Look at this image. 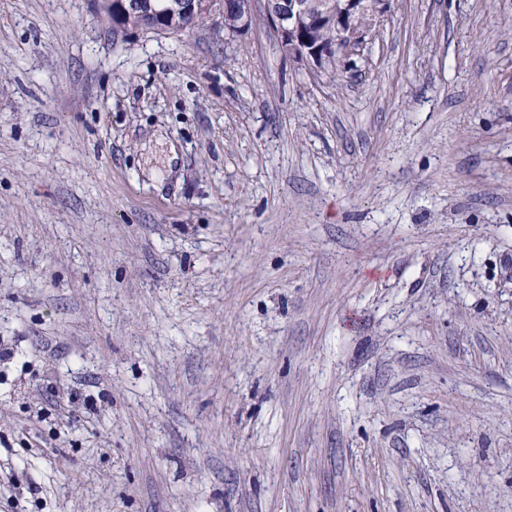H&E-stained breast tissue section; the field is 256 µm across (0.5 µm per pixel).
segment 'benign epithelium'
Returning <instances> with one entry per match:
<instances>
[{
	"instance_id": "benign-epithelium-1",
	"label": "benign epithelium",
	"mask_w": 512,
	"mask_h": 512,
	"mask_svg": "<svg viewBox=\"0 0 512 512\" xmlns=\"http://www.w3.org/2000/svg\"><path fill=\"white\" fill-rule=\"evenodd\" d=\"M178 4L187 27L220 6L225 19H234L229 34L263 18L288 59L320 77L333 66L346 69L366 42L374 18L391 12L392 0H376L371 7L366 0H178ZM327 28L336 29V42L315 40L314 33Z\"/></svg>"
}]
</instances>
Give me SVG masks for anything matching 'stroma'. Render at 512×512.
<instances>
[{"mask_svg": "<svg viewBox=\"0 0 512 512\" xmlns=\"http://www.w3.org/2000/svg\"><path fill=\"white\" fill-rule=\"evenodd\" d=\"M0 512H512V0H0ZM178 0L186 27L209 14L216 5L224 20L234 18L228 35L247 29L256 17L266 21L270 35L288 59L320 77L334 65L344 71L364 45L376 16L391 12L392 0ZM374 5L369 9V7ZM369 5V7H368ZM197 22V23H198ZM327 28H335L336 31ZM326 29L316 33L318 30ZM314 33H316L314 38ZM336 40V43H331ZM326 42V43H324Z\"/></svg>", "mask_w": 512, "mask_h": 512, "instance_id": "35a3bbf8", "label": "stroma"}]
</instances>
